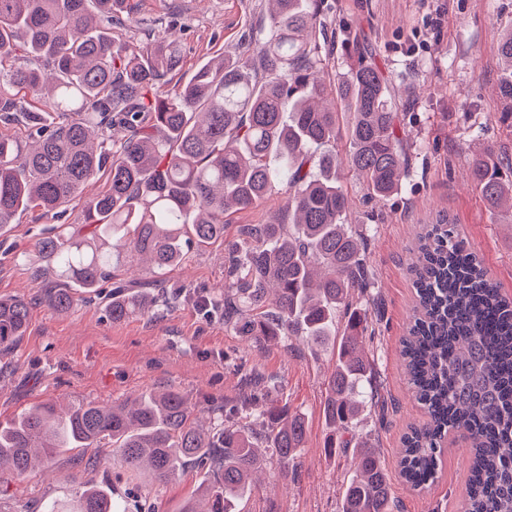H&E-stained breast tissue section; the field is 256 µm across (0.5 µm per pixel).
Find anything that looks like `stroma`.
I'll use <instances>...</instances> for the list:
<instances>
[{"instance_id": "35a3bbf8", "label": "stroma", "mask_w": 512, "mask_h": 512, "mask_svg": "<svg viewBox=\"0 0 512 512\" xmlns=\"http://www.w3.org/2000/svg\"><path fill=\"white\" fill-rule=\"evenodd\" d=\"M132 22L115 29L120 42L143 43L165 32L184 45L179 70L156 86L166 94L187 82L209 60L237 54L252 21L264 13L265 0H129ZM336 21L335 70L346 69L345 34H356L372 62L394 77L399 88L414 86L417 96L402 97L401 132L413 153L414 172L400 194L384 202L370 199L348 170L340 181L349 198V223L368 241L367 263L375 282L364 344L375 359L377 380L392 408L380 415L365 408L356 434L378 448L392 473L401 512H460L466 495L465 446L455 448L429 489L418 491L397 478L401 439L424 415L406 381L400 341L415 305L410 264L416 258V234L439 216H450L502 294L512 299V215L490 213L468 178L470 157L486 143L512 159V128L498 120L501 64L496 51L502 33L512 27V0H331ZM440 26H433L434 8ZM276 200L234 213L222 240L190 244L185 262L168 275L172 286H192L197 294L219 293L224 284L225 246L244 224H261ZM81 200L65 205L60 218L40 209L20 212L0 231V296L33 302L25 336L17 348L0 355V423L39 403L69 406L81 402L119 403L144 390L173 388L195 405L204 425H212L215 407L233 408L243 379L257 368L278 383L255 403V410L288 404L304 413L305 446L295 467L275 453L266 462L238 512H339L352 453L328 452L330 435L322 415L334 357L314 351L298 339H283L263 351L224 324L222 312H205L195 297L164 313L112 321L105 310L110 282L100 293L80 294L65 314L40 299L34 277L39 264L34 245L57 224L80 228ZM204 469L186 467L166 482L149 476L130 478L116 452L100 463L71 450L44 467L17 478L0 476L17 495L10 512H42L45 505L67 503L85 484L108 481L128 512H181Z\"/></svg>"}]
</instances>
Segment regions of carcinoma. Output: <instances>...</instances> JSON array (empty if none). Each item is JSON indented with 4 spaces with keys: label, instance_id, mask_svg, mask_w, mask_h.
Listing matches in <instances>:
<instances>
[{
    "label": "carcinoma",
    "instance_id": "1",
    "mask_svg": "<svg viewBox=\"0 0 512 512\" xmlns=\"http://www.w3.org/2000/svg\"><path fill=\"white\" fill-rule=\"evenodd\" d=\"M128 0H0V122L20 123L26 139L0 132V230L18 210L56 215L100 175L108 188L83 202L84 227L64 225L38 242L46 265L43 298L58 313L73 287L96 288L121 262L142 263L139 288L117 285L106 309L114 322L169 307L187 295L166 277L185 256V216L195 240L224 238L230 214L273 195L277 214L246 224L228 253L224 322L261 350L280 337L310 348L332 345L335 369L323 414L327 447L353 448L354 474L339 512H394L392 485L378 449L353 437L362 404L384 401L367 389L377 369L361 348L374 281L367 243L348 223V197L336 171L348 168L372 198L402 190L412 158L399 134L395 89L357 45V59L329 72L336 39L326 34L325 0H268L269 21L249 29L252 53L200 67L166 95L155 85L183 61L180 39L120 43ZM504 63L499 120L512 127V29L497 47ZM349 141L336 153L340 133ZM495 145L473 154L469 177L488 210L512 211V177ZM412 266L416 301L401 340L408 383L425 420L403 435L400 478L422 489L438 477L451 437L470 448L462 512H512V301L451 219L418 235ZM32 302L0 297V354L25 336ZM273 379L253 371L243 414ZM203 427L183 395L150 391L114 405L60 408L41 403L0 424V472L22 477L69 448L120 451L125 470L163 482L188 463L208 468L201 502L182 512H237L271 448L295 465L306 438L302 413L273 405L256 416ZM53 512H119L112 488L98 484Z\"/></svg>",
    "mask_w": 512,
    "mask_h": 512
}]
</instances>
